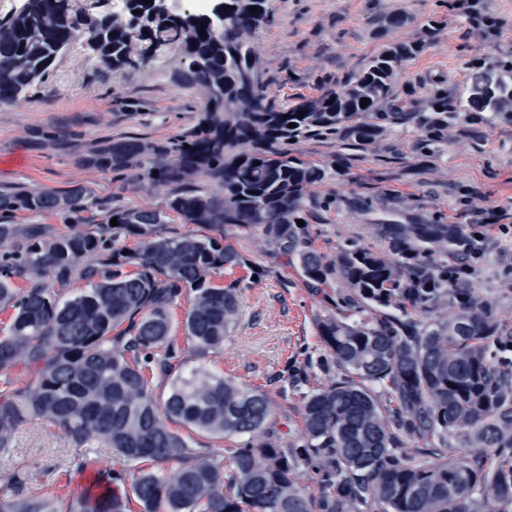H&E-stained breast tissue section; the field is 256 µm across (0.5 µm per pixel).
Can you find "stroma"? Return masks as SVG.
Instances as JSON below:
<instances>
[{"label": "stroma", "instance_id": "stroma-1", "mask_svg": "<svg viewBox=\"0 0 512 512\" xmlns=\"http://www.w3.org/2000/svg\"><path fill=\"white\" fill-rule=\"evenodd\" d=\"M270 23L257 28L252 41L276 103L318 95L323 82L342 81L360 71L386 42L408 41L438 12L437 0H272ZM500 21L491 39L474 36L466 16H446L431 47L408 62L398 93L419 104L432 80L456 92L471 77L469 65L491 53L512 51V0H483ZM407 13L412 23L378 29L386 15ZM185 64L164 47L141 56L135 69L116 77L83 43L59 57L48 77L27 100L0 106V192L82 188L92 209L64 216L47 211L10 213L14 224H46L55 233L75 224H104L113 202L160 208L169 189L134 181L128 175L90 165L86 157L100 144L128 138L165 142L194 130L199 121L198 91L180 85ZM414 129L390 135L372 150L341 148L334 139H304L294 150L322 165L327 179L313 190L307 236L313 249L334 259L342 246L357 241L384 249L369 216L333 205L335 197H376L390 193L393 206L452 224L474 223V209L497 207L501 223L512 225V125L484 128L460 125L442 150L421 151ZM234 247L241 266L215 276V285L239 281V319L220 353L197 358L185 335H177L178 360H201L216 375L261 387L277 402L282 440L303 432L306 393L338 380L336 364L317 334L331 312L322 296L306 288L299 268L282 265L261 237L241 235ZM512 232L497 233L473 274L472 286L492 302L498 318L512 326ZM81 449L59 429L32 420L16 432L10 453L0 456V472H15L21 484H0V496L50 493L64 500L79 496L90 473L74 459Z\"/></svg>", "mask_w": 512, "mask_h": 512}]
</instances>
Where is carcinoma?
I'll return each mask as SVG.
<instances>
[{"label":"carcinoma","instance_id":"cac0c4a2","mask_svg":"<svg viewBox=\"0 0 512 512\" xmlns=\"http://www.w3.org/2000/svg\"><path fill=\"white\" fill-rule=\"evenodd\" d=\"M224 4L222 32L201 10L174 18L150 12L144 0H127L141 14L133 28L111 14L92 16L74 0H25L0 20V105L27 96L85 35L114 71L158 44L171 47L187 60L178 81L202 91L190 134L114 141L88 157L172 187L165 208L114 203L109 217L118 225L63 235L46 224L0 221V242L11 243L0 254V310H12L0 333V453L39 417L77 445L107 443L119 464L153 463L138 468L127 494L125 469L99 455L75 458L78 469L94 471L101 491L68 502L66 512H131L133 497L143 512H485L488 501L495 512H512V358L494 353L512 328L476 293L454 314L434 315L448 296V263L439 255L459 249L465 225L424 216L403 222L384 200L364 197L359 208L374 216L391 256L352 242L328 262L297 224L307 220L312 189L327 171L292 149L295 141L331 137L365 151L409 125L422 148L439 149L458 125L512 124V53L473 64L472 81L451 97L437 83L425 105L399 104L404 64L431 45L442 23L435 14L417 38L384 45L346 80L277 104L250 42L252 29L271 17L270 0ZM202 179L222 192L187 188ZM88 206L80 188L0 194L1 213ZM171 212L217 235L170 234ZM253 233L336 308L318 336L341 378L305 396L302 438L291 445L273 430L276 406L264 390L201 365L183 363L173 374L174 306L193 293L183 334L200 355L221 351L241 288L237 281L216 287L213 276L243 262L229 238ZM122 236L137 239L136 247L117 245ZM74 272L86 289L66 297ZM17 279L29 287H16ZM335 280L344 290L333 296L327 289ZM19 371L33 379L17 385ZM154 375L168 380L161 402L150 388ZM201 434L231 445L197 448ZM407 439L421 458L403 451ZM451 442L460 450L452 460ZM313 458L318 502L295 477ZM165 462L178 468L156 467ZM0 512L61 507L33 493L0 496Z\"/></svg>","mask_w":512,"mask_h":512}]
</instances>
